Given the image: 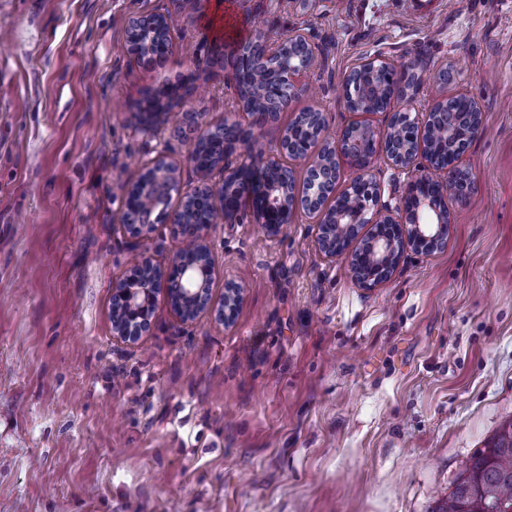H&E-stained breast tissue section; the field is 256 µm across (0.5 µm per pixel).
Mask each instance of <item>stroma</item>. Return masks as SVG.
I'll use <instances>...</instances> for the list:
<instances>
[{
    "instance_id": "obj_1",
    "label": "stroma",
    "mask_w": 512,
    "mask_h": 512,
    "mask_svg": "<svg viewBox=\"0 0 512 512\" xmlns=\"http://www.w3.org/2000/svg\"><path fill=\"white\" fill-rule=\"evenodd\" d=\"M170 0H0V512H433L459 465L512 421V0H203L157 67L130 64V15ZM303 30L318 53L295 112L332 132L354 116L359 62L409 64L402 105L466 93L486 115L465 163L477 192L446 248L406 252L374 288L327 259L297 216L280 238L243 220L210 230L212 292L244 285L232 326L182 323L158 297L136 345L112 336V284L149 247L120 227L123 190L157 152L184 185L189 142L144 131L147 88L190 76L201 127L240 121L223 70L201 62L219 26Z\"/></svg>"
}]
</instances>
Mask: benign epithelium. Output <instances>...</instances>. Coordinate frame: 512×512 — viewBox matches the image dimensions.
<instances>
[{
    "label": "benign epithelium",
    "mask_w": 512,
    "mask_h": 512,
    "mask_svg": "<svg viewBox=\"0 0 512 512\" xmlns=\"http://www.w3.org/2000/svg\"><path fill=\"white\" fill-rule=\"evenodd\" d=\"M200 0H173L169 13L134 16L128 24V34L149 31L153 35L172 38V31L185 6H197ZM236 65L249 62L275 65L280 83L277 88L263 92L280 108L298 95L300 77L317 62L316 48L300 29L277 38H256L247 50L237 49ZM448 106L443 98L425 113L394 112L379 130L366 122L351 123L331 141L316 135L309 142L302 180L287 168L281 157L292 155L289 145L291 132L280 134L279 155L256 167H231L228 156L233 146H224V158L215 166L223 174V186L215 192L205 179L209 169L198 166L196 148L190 150V160L196 172L204 176L197 185L181 188L180 170L164 152L152 160L154 182L133 184L124 197L139 196L142 203L141 224H123L122 231L140 242H147L157 224H176L186 206L197 196L207 195L220 223L236 224L240 215L248 214L263 225L272 237L279 236L293 216L301 211L316 226L315 244L330 259L346 255L354 281L363 288H374L388 280L396 270L406 249L415 253H430L448 244L451 221L449 205L466 202L473 187L471 173L463 166V151H458L451 164L440 161L441 148L463 135L465 145L485 134V116L477 103L472 112L464 114L443 130L441 141L428 138L436 113ZM347 110L357 114L377 111L371 96L354 97L346 103ZM419 131L412 142L397 145L392 134L400 125ZM353 169L352 181L362 183L369 200L339 212L330 203L336 196L340 178V162ZM379 165L411 173L404 192L395 205L383 200V191L373 170ZM180 198L178 207H164L172 196ZM210 225L196 226L192 241L180 240V246L168 262L161 264L144 253L133 265L140 268L142 284L130 285L126 278L116 281L112 295L119 305L112 311L113 338L133 345L149 330L154 314V302L164 291L170 307L182 322H192L206 315L226 327L233 323L236 309L242 301L243 288L232 281L224 283V297L217 301L211 291L215 260L209 241Z\"/></svg>",
    "instance_id": "1"
}]
</instances>
